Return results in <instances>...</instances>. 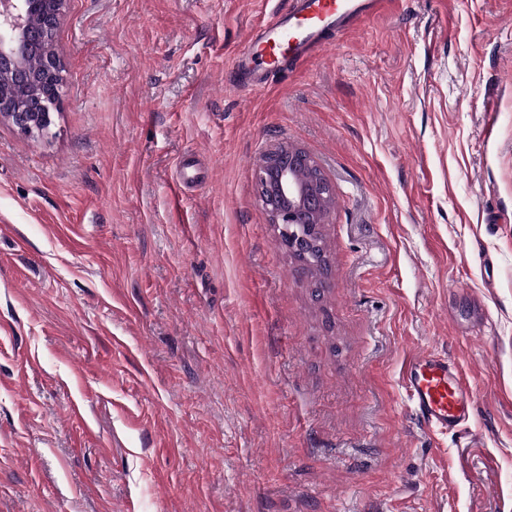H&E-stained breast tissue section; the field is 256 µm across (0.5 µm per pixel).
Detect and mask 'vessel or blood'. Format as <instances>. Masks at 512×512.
Instances as JSON below:
<instances>
[{
	"instance_id": "vessel-or-blood-1",
	"label": "vessel or blood",
	"mask_w": 512,
	"mask_h": 512,
	"mask_svg": "<svg viewBox=\"0 0 512 512\" xmlns=\"http://www.w3.org/2000/svg\"><path fill=\"white\" fill-rule=\"evenodd\" d=\"M388 0H289L251 33L248 48L234 67L254 91L288 62L302 63L324 50L330 30L357 27L379 14ZM402 386L418 415L442 433L458 430L468 419L473 392L458 365L446 356L424 352L409 359Z\"/></svg>"
}]
</instances>
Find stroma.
<instances>
[{
	"label": "stroma",
	"mask_w": 512,
	"mask_h": 512,
	"mask_svg": "<svg viewBox=\"0 0 512 512\" xmlns=\"http://www.w3.org/2000/svg\"><path fill=\"white\" fill-rule=\"evenodd\" d=\"M287 0H67L48 132L0 122V512H512V0H396L239 86ZM336 187L326 266L253 171ZM435 351L474 404L401 383ZM265 155L270 158L269 174L266 160L253 174L259 200L271 224H276L288 237L289 252L303 267L316 266L324 257V253L322 256L318 253L314 240L317 224L329 223L336 188L317 164L298 148L279 146ZM402 386L418 415L441 433L458 430L468 419L473 391L458 365L435 352L409 359Z\"/></svg>",
	"instance_id": "1"
}]
</instances>
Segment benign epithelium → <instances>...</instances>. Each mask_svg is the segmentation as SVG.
<instances>
[{
    "instance_id": "1",
    "label": "benign epithelium",
    "mask_w": 512,
    "mask_h": 512,
    "mask_svg": "<svg viewBox=\"0 0 512 512\" xmlns=\"http://www.w3.org/2000/svg\"><path fill=\"white\" fill-rule=\"evenodd\" d=\"M65 0H0V84L22 96L0 95V121L20 133L40 136L48 131L61 101L63 67L56 35ZM41 58L32 70L27 58ZM270 163L254 170L259 200L288 237V250L303 266H316L322 256L314 240L317 225L329 223L336 188L302 150L279 146L267 152Z\"/></svg>"
}]
</instances>
